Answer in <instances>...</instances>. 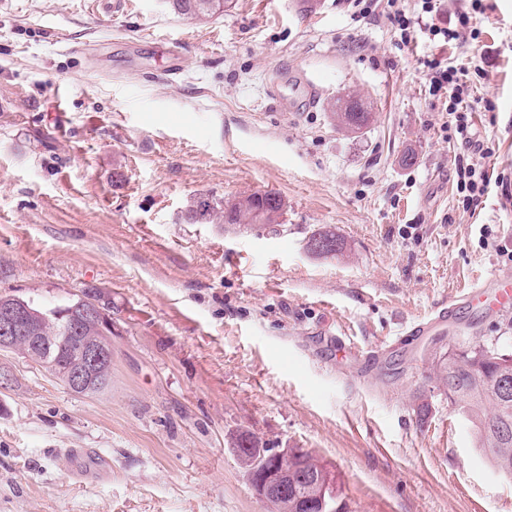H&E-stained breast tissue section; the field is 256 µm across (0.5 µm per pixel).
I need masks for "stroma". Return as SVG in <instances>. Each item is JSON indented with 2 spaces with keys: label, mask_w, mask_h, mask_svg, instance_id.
<instances>
[{
  "label": "stroma",
  "mask_w": 512,
  "mask_h": 512,
  "mask_svg": "<svg viewBox=\"0 0 512 512\" xmlns=\"http://www.w3.org/2000/svg\"><path fill=\"white\" fill-rule=\"evenodd\" d=\"M485 5L478 39L440 47L350 0H231L204 25L164 0H0V294L92 291L112 319L101 394L0 349V512H269L224 442L240 430L330 464L347 512H512V478L430 377L451 347L512 350V310L485 299L394 343L512 277V0ZM435 57L483 62L491 183L469 209ZM352 92L372 109L355 133L329 112ZM264 192L288 202L280 234L183 219ZM325 228L341 255L307 251ZM454 305L451 304L448 307L442 308L436 315L430 317L424 321H418L410 325L409 328L404 329L403 336H428L431 332L448 326V322L453 319L454 316Z\"/></svg>",
  "instance_id": "35a3bbf8"
}]
</instances>
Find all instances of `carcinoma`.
Segmentation results:
<instances>
[{
	"label": "carcinoma",
	"instance_id": "carcinoma-1",
	"mask_svg": "<svg viewBox=\"0 0 512 512\" xmlns=\"http://www.w3.org/2000/svg\"><path fill=\"white\" fill-rule=\"evenodd\" d=\"M171 12L186 16L205 24L215 15L224 12L229 0H166ZM184 220L189 224H235L247 229L277 231L283 224V215L278 208L265 204L251 195L247 203H226L214 198L196 197L184 211ZM316 235L329 241V247L317 252L321 257H334L342 252L343 244L331 230L316 232ZM34 315L28 320L27 330L20 334L14 344L15 350L27 354L31 350L30 337L38 336L45 348L43 354L69 364L77 342L80 340L98 341L112 347V338L102 333L95 320L87 319L81 312L83 299L78 298L63 306L72 313L79 331L68 332L66 319L54 316V309L27 301ZM512 375V353L496 350L492 356L484 354L482 345L457 349L448 360L439 359L433 365V375L437 385L450 387L451 402L459 406V412L473 428L476 447L491 461L493 466L505 476H512V436L505 440L500 434L503 426L512 430V393L501 395V382L505 374ZM112 366L106 365L95 372L90 380L88 393L99 394L110 385ZM227 445L234 449L240 466L250 471L255 453L251 449L262 448L273 451L261 438L249 431H238L227 438ZM280 468L303 476L315 475L326 469L324 462L308 453L297 455L293 452L279 458ZM306 500L324 502V512H336V498L329 490L309 480L290 482L281 496L268 501L271 512H302L301 505Z\"/></svg>",
	"mask_w": 512,
	"mask_h": 512
}]
</instances>
